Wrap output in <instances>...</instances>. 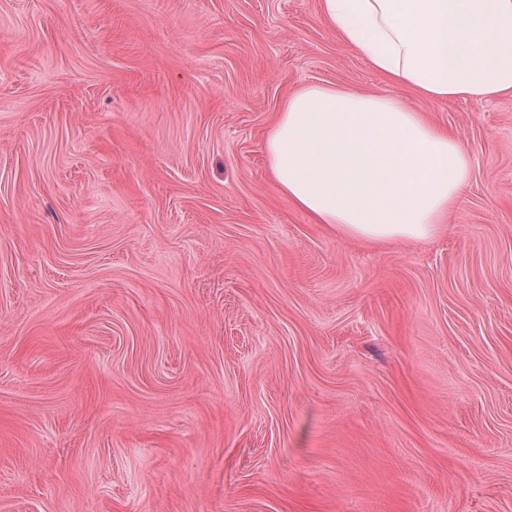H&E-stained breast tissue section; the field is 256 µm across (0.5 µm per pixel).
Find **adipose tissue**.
<instances>
[{
	"instance_id": "1",
	"label": "adipose tissue",
	"mask_w": 512,
	"mask_h": 512,
	"mask_svg": "<svg viewBox=\"0 0 512 512\" xmlns=\"http://www.w3.org/2000/svg\"><path fill=\"white\" fill-rule=\"evenodd\" d=\"M323 21L421 100L512 91V0H319ZM274 185L337 234L426 240L470 185L463 141L398 99L312 85L265 138Z\"/></svg>"
}]
</instances>
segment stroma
Wrapping results in <instances>:
<instances>
[{
	"label": "stroma",
	"mask_w": 512,
	"mask_h": 512,
	"mask_svg": "<svg viewBox=\"0 0 512 512\" xmlns=\"http://www.w3.org/2000/svg\"><path fill=\"white\" fill-rule=\"evenodd\" d=\"M313 84L466 143L443 233L277 190ZM0 512H512V93L422 104L319 0H0Z\"/></svg>",
	"instance_id": "1"
}]
</instances>
